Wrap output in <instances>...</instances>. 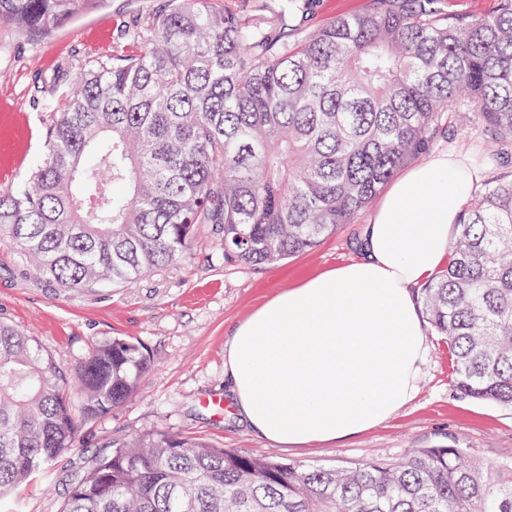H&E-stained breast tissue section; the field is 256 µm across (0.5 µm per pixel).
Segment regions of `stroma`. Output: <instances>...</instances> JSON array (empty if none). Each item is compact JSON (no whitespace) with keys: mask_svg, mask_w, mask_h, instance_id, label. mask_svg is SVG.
<instances>
[{"mask_svg":"<svg viewBox=\"0 0 512 512\" xmlns=\"http://www.w3.org/2000/svg\"><path fill=\"white\" fill-rule=\"evenodd\" d=\"M159 0H101L93 10L44 37L0 21V188L18 186L42 159L47 112L39 103L54 73L80 66L104 48L122 49L125 25ZM431 151L451 150L493 172L500 161L473 113L448 112ZM370 211L314 250L262 268L230 265L208 230L190 257L124 287L92 292L51 288L21 274L22 259L0 244V318L36 336L63 363L89 343L127 336L152 362L134 395L88 430L92 442L160 429L189 434L252 456L325 466L394 461L411 448H468L481 459H512V411L466 398L455 387L446 339L428 337V357L415 398L392 419L336 443L286 448L251 432L228 410L208 406L224 395V342L237 323L275 292L320 271L360 259ZM64 487L43 473L22 487L11 512H57Z\"/></svg>","mask_w":512,"mask_h":512,"instance_id":"35a3bbf8","label":"stroma"}]
</instances>
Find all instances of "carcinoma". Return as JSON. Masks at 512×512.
Segmentation results:
<instances>
[{
    "mask_svg": "<svg viewBox=\"0 0 512 512\" xmlns=\"http://www.w3.org/2000/svg\"><path fill=\"white\" fill-rule=\"evenodd\" d=\"M97 2L0 0V19L49 36ZM297 2L264 0L268 16L249 20L214 0H165L127 49L62 71L40 164L0 190V242L76 291L185 260L206 224L225 262L265 266L350 223L464 102L512 155V0L471 19L436 0H374L316 29ZM419 303L448 340L457 389L512 408L507 169L464 206ZM150 364L114 336L63 366L0 320V504L123 406ZM58 512H512V461L413 448L322 467L151 430L93 453Z\"/></svg>",
    "mask_w": 512,
    "mask_h": 512,
    "instance_id": "carcinoma-1",
    "label": "carcinoma"
}]
</instances>
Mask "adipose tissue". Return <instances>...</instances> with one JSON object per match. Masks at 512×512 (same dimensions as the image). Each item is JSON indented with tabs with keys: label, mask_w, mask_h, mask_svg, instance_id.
I'll return each mask as SVG.
<instances>
[{
	"label": "adipose tissue",
	"mask_w": 512,
	"mask_h": 512,
	"mask_svg": "<svg viewBox=\"0 0 512 512\" xmlns=\"http://www.w3.org/2000/svg\"><path fill=\"white\" fill-rule=\"evenodd\" d=\"M477 178L435 152L390 187L364 229L361 259L275 293L224 345L239 422L276 444L343 440L393 417L428 355L417 290L448 260Z\"/></svg>",
	"instance_id": "1"
}]
</instances>
